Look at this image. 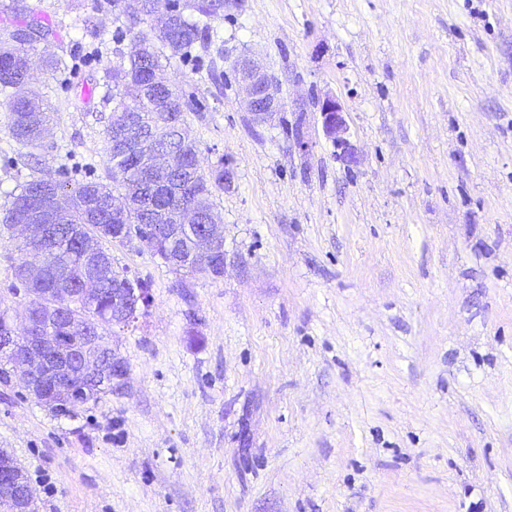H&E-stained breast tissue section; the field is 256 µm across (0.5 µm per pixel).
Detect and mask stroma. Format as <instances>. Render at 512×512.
Listing matches in <instances>:
<instances>
[{
  "mask_svg": "<svg viewBox=\"0 0 512 512\" xmlns=\"http://www.w3.org/2000/svg\"><path fill=\"white\" fill-rule=\"evenodd\" d=\"M34 18L51 54L92 59L64 86L34 58L42 148L8 136L0 101V205L36 169L107 178V84L133 39L99 0H0V28ZM216 27L163 75L224 168V274L109 245L152 296L108 335L125 386L57 416L0 379V448L38 512H512V0H245ZM245 54L281 89L265 124L232 76ZM18 256L0 239L2 308L25 301ZM319 112L326 135L332 139L336 148L341 150L342 157L351 162L353 155L349 150V142L346 137L348 128L341 105L335 99L326 97L320 105Z\"/></svg>",
  "mask_w": 512,
  "mask_h": 512,
  "instance_id": "stroma-1",
  "label": "stroma"
}]
</instances>
